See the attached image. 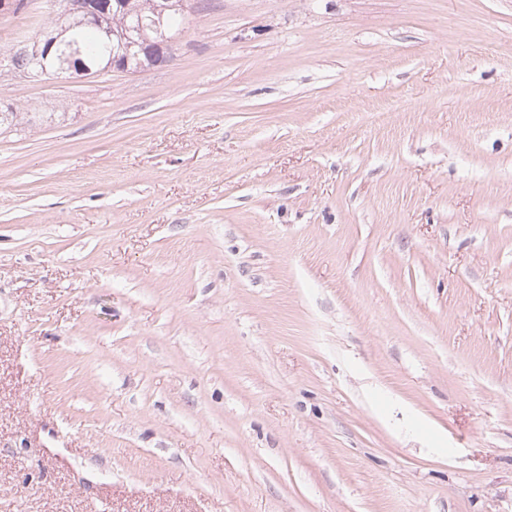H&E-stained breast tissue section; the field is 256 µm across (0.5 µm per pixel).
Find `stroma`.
<instances>
[{"mask_svg": "<svg viewBox=\"0 0 512 512\" xmlns=\"http://www.w3.org/2000/svg\"><path fill=\"white\" fill-rule=\"evenodd\" d=\"M0 512H512V0H192L5 65ZM140 27L137 28H125L123 30H106L105 35L107 39L113 43L112 57L108 61L106 67H113L123 71L132 72L129 69V50L135 46L139 47L140 53L144 54L148 60L154 59L157 56H164L172 50L173 40L168 37L161 30L160 21L153 19L152 25L156 26L158 37L154 41H145L140 43L134 39V31H141L143 24L140 22ZM72 41L77 42V46L80 50V57L87 65L95 67L100 64V58L107 56L109 57L111 50L107 45L104 35L100 33L98 27H77L73 29L71 38L68 41H64L58 46L57 51L59 54L69 56L71 48L69 43ZM57 39L48 38L45 40H35L32 44H23V52L26 58L31 59L32 67L26 68L28 61L24 59H14L15 69H24L22 74L34 80L45 79L49 76L58 75L66 72L64 68L57 67L53 57L52 50L56 46Z\"/></svg>", "mask_w": 512, "mask_h": 512, "instance_id": "1", "label": "stroma"}]
</instances>
